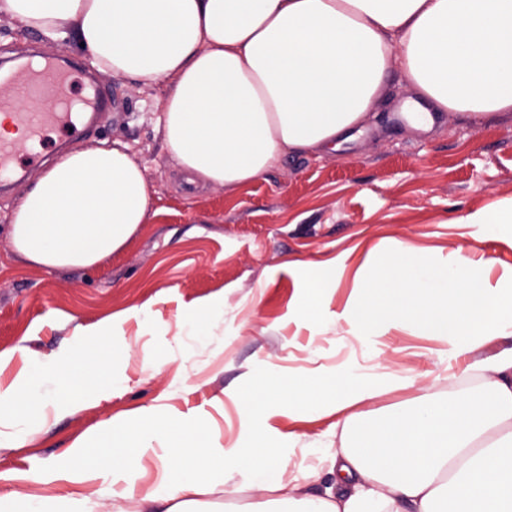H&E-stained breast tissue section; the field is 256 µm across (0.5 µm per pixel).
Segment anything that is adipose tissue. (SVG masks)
I'll list each match as a JSON object with an SVG mask.
<instances>
[{
	"label": "adipose tissue",
	"instance_id": "obj_1",
	"mask_svg": "<svg viewBox=\"0 0 512 512\" xmlns=\"http://www.w3.org/2000/svg\"><path fill=\"white\" fill-rule=\"evenodd\" d=\"M20 28L69 40L102 71L168 86L159 124L189 181L239 188L289 153L337 148L371 123L392 72L415 88L403 109L431 130L438 113L512 117V0H0ZM152 193L128 145L81 146L57 158L12 212L19 256L52 269L89 268L147 223ZM224 318L201 299L179 324L190 359ZM91 352L25 357L0 380V447L22 445L32 423L73 414L112 393L102 354L112 324L77 326ZM479 388L420 398L348 433L322 493L296 498L273 474L286 439L273 416L311 405L350 425L360 405L407 377L353 369L281 380L253 376L238 438L215 448L163 406L118 415L77 438L71 464L46 481L112 474L135 491L143 459L167 463L141 494V512H211L207 486L273 477V499L246 512H512V348L479 360ZM7 512H90L86 499L0 496Z\"/></svg>",
	"mask_w": 512,
	"mask_h": 512
}]
</instances>
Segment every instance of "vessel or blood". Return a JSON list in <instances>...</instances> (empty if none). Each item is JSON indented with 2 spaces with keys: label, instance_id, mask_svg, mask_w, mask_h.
<instances>
[{
  "label": "vessel or blood",
  "instance_id": "b4317fda",
  "mask_svg": "<svg viewBox=\"0 0 512 512\" xmlns=\"http://www.w3.org/2000/svg\"><path fill=\"white\" fill-rule=\"evenodd\" d=\"M72 74L71 67L47 55L42 56L40 62L28 61L12 71L0 70L1 81L21 83L27 102L26 109L20 110L12 102L0 100V114L6 115L8 121L21 131L16 138H0V172L9 168L14 156L26 149L29 142L41 138L46 129L66 127V138L73 143L87 134L102 112L110 109L109 93L91 80L86 84L87 112L81 113L78 120L65 121L63 114L72 104L67 92Z\"/></svg>",
  "mask_w": 512,
  "mask_h": 512
}]
</instances>
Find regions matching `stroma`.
Here are the masks:
<instances>
[{"label":"stroma","instance_id":"obj_1","mask_svg":"<svg viewBox=\"0 0 512 512\" xmlns=\"http://www.w3.org/2000/svg\"><path fill=\"white\" fill-rule=\"evenodd\" d=\"M38 46L46 54L92 64L77 48L19 28L0 13V58ZM111 89L114 111L102 114L87 146L120 141L130 146L152 190L151 218L127 244L91 268L47 269L22 261L9 235L12 212L53 158L50 142L40 160L18 156L6 191L0 192V350L23 348L49 356L78 348L76 324L97 323L125 310L141 311L152 328L128 318L112 329L110 397L91 400L74 414L32 425L21 448L0 447V493L66 495L95 502V512H138L139 500L99 493L100 480L44 483L39 474L65 467L69 447L112 416L162 404L175 418L204 427L215 445L238 435V408L223 395L245 392L247 372L282 378L313 370L349 367L374 374L397 372L409 386L362 405L378 413L422 395L456 391L467 359L452 371L438 364L445 343L438 336H413L396 328L377 336L351 335L347 301L361 288L362 269L386 249L447 260L458 245L473 247L472 259L494 256L512 264V223L468 224V215L496 213L512 204V118L470 120L441 115L440 128L421 132L396 122L401 101L413 86L392 76L374 109L381 126L368 128L338 149L286 155L264 176L235 191L187 182L158 129L167 88L97 72ZM311 284L325 285L326 328L297 318L294 303ZM223 297L224 321L211 342L189 362L175 348L178 321L195 300ZM185 386L175 390V371ZM332 415L275 419L290 433L285 460L276 473L298 480L299 471L321 469L342 452ZM30 474L27 482L7 473Z\"/></svg>","mask_w":512,"mask_h":512}]
</instances>
